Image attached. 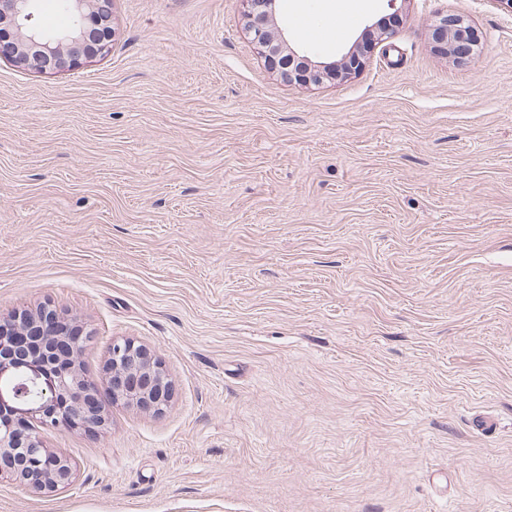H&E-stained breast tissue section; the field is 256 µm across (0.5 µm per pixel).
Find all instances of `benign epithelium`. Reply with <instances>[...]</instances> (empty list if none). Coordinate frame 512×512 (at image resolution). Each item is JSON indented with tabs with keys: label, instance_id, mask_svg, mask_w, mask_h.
I'll return each mask as SVG.
<instances>
[{
	"label": "benign epithelium",
	"instance_id": "benign-epithelium-1",
	"mask_svg": "<svg viewBox=\"0 0 512 512\" xmlns=\"http://www.w3.org/2000/svg\"><path fill=\"white\" fill-rule=\"evenodd\" d=\"M245 27L268 65L286 83L319 84L345 78L362 66L364 42L356 39L341 58L314 60L293 40L276 18L278 0H243ZM73 26L51 39L33 23L35 0H0V58L31 70H73L94 56L95 33L112 25V0H68ZM433 37L439 51L461 62L472 52V30L457 15L437 20ZM67 314L42 306L0 317V377L15 368L27 376L0 391V405H13L21 420L0 416V480H19L35 491H57L75 478L71 461L44 447L39 430L66 423L77 427L105 424L104 409L95 392L105 386L113 402L123 401L159 413L170 401L171 384L150 350L131 339L112 341L100 382L88 379L79 360L92 331H80L83 341L65 340Z\"/></svg>",
	"mask_w": 512,
	"mask_h": 512
}]
</instances>
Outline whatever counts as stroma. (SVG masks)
Wrapping results in <instances>:
<instances>
[{
    "mask_svg": "<svg viewBox=\"0 0 512 512\" xmlns=\"http://www.w3.org/2000/svg\"><path fill=\"white\" fill-rule=\"evenodd\" d=\"M289 1L321 60L388 12L325 41L327 0ZM113 27L71 71L0 59V316H77L92 378L133 339L172 399L41 430L76 479L2 481L0 512H512V11L405 0L357 74L300 85L242 0H113ZM433 37L439 51L459 62L471 54L476 41L472 30L457 15H445L433 25Z\"/></svg>",
    "mask_w": 512,
    "mask_h": 512,
    "instance_id": "obj_1",
    "label": "stroma"
}]
</instances>
